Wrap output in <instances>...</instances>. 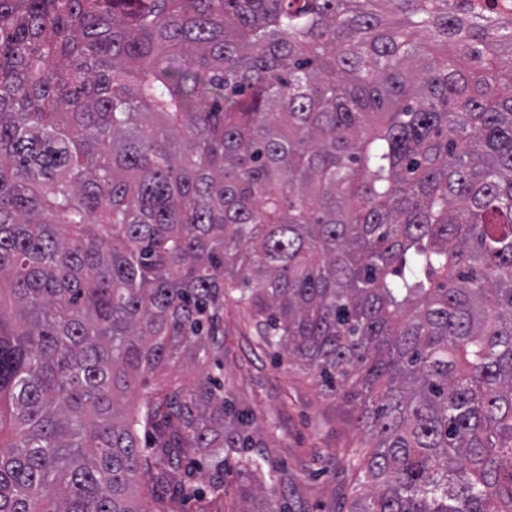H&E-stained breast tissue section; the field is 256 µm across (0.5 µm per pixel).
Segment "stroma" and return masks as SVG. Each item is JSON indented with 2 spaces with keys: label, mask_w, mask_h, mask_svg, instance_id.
I'll use <instances>...</instances> for the list:
<instances>
[{
  "label": "stroma",
  "mask_w": 512,
  "mask_h": 512,
  "mask_svg": "<svg viewBox=\"0 0 512 512\" xmlns=\"http://www.w3.org/2000/svg\"><path fill=\"white\" fill-rule=\"evenodd\" d=\"M254 336L248 313L226 301L224 392L251 409L268 473L228 461L224 512H347L355 477L341 460L363 439L355 405L325 396L297 362L259 350ZM272 484L278 495L266 494Z\"/></svg>",
  "instance_id": "stroma-1"
}]
</instances>
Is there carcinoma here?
<instances>
[{"label": "carcinoma", "instance_id": "1", "mask_svg": "<svg viewBox=\"0 0 512 512\" xmlns=\"http://www.w3.org/2000/svg\"><path fill=\"white\" fill-rule=\"evenodd\" d=\"M471 2L0 0V512H224L264 461L228 297L359 405L349 512H512V24Z\"/></svg>", "mask_w": 512, "mask_h": 512}]
</instances>
